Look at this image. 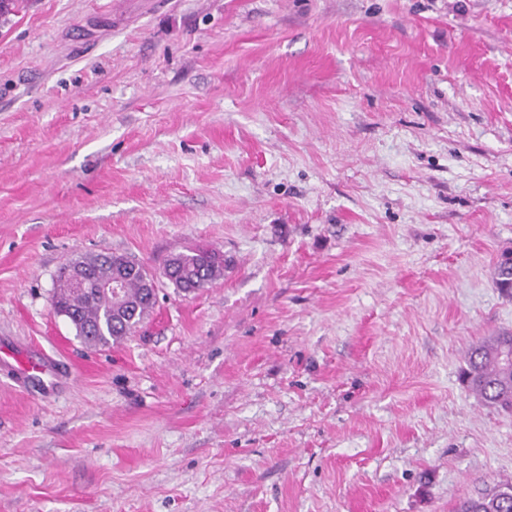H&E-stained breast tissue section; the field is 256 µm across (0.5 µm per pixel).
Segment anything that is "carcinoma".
Masks as SVG:
<instances>
[{
    "label": "carcinoma",
    "mask_w": 512,
    "mask_h": 512,
    "mask_svg": "<svg viewBox=\"0 0 512 512\" xmlns=\"http://www.w3.org/2000/svg\"><path fill=\"white\" fill-rule=\"evenodd\" d=\"M82 268L92 274L112 275L120 279L122 301L116 303L89 286L73 292L68 286L69 269ZM224 259L212 250L191 249L175 254L169 260L165 278L180 292L191 293L220 278ZM156 302V278L140 262L117 253L81 256L64 268L53 295L55 310L70 315L77 336L86 343L106 346L135 331ZM512 355V335L503 333L467 352L464 381L483 402L502 410H512V365L504 356ZM457 512H512V485L487 486L475 497L462 500Z\"/></svg>",
    "instance_id": "obj_1"
}]
</instances>
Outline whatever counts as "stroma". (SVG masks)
<instances>
[{"mask_svg": "<svg viewBox=\"0 0 512 512\" xmlns=\"http://www.w3.org/2000/svg\"><path fill=\"white\" fill-rule=\"evenodd\" d=\"M224 275L183 293L174 254ZM512 0H22L0 19V512H454L512 482L462 382L512 332ZM157 279L120 342L52 298ZM224 259L212 250L191 249L175 254L169 260L165 278L180 292L191 293L220 278ZM71 268H82L101 277L81 292H73L68 286ZM60 283L53 295L54 309L70 315L77 336L86 343L106 346L130 335L144 321L156 302V278L140 262L117 253H99L74 259L64 268ZM122 284V288H121ZM1 353L13 358L15 362L14 370L23 378L43 382L42 376L53 375L55 373L54 363L48 358L36 360L28 357H16L14 354L0 351V363L2 364L7 360L2 358Z\"/></svg>", "mask_w": 512, "mask_h": 512, "instance_id": "stroma-1", "label": "stroma"}]
</instances>
